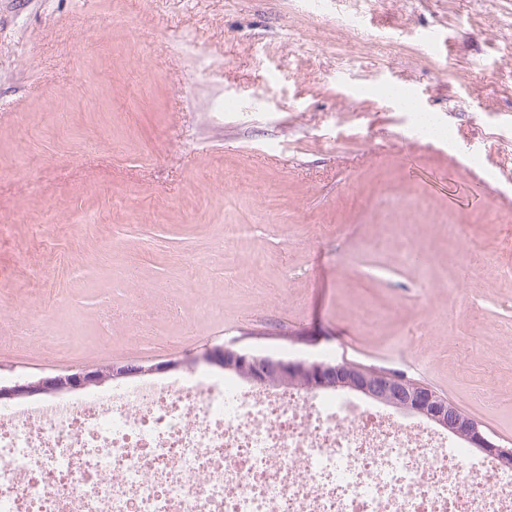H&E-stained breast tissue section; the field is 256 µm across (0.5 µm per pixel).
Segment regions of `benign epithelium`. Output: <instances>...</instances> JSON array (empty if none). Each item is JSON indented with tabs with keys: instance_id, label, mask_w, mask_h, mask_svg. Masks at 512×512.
Instances as JSON below:
<instances>
[{
	"instance_id": "obj_1",
	"label": "benign epithelium",
	"mask_w": 512,
	"mask_h": 512,
	"mask_svg": "<svg viewBox=\"0 0 512 512\" xmlns=\"http://www.w3.org/2000/svg\"><path fill=\"white\" fill-rule=\"evenodd\" d=\"M199 364L218 367L252 385L266 389L295 387L307 393L333 390L359 395L398 413L417 416L430 425L463 439L476 452L496 460L500 468L512 470V448L495 443L482 429L480 422L448 398L428 385L406 376L350 362L289 360L241 352L229 346H217L191 359H169L151 365L120 362L105 367L70 370L31 382L1 384L0 399H23L42 394L60 395L133 377L178 372Z\"/></svg>"
}]
</instances>
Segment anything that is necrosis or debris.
I'll return each instance as SVG.
<instances>
[{
	"label": "necrosis or debris",
	"instance_id": "4bbe7bcc",
	"mask_svg": "<svg viewBox=\"0 0 512 512\" xmlns=\"http://www.w3.org/2000/svg\"><path fill=\"white\" fill-rule=\"evenodd\" d=\"M333 394L128 381L0 406V512H512V473Z\"/></svg>",
	"mask_w": 512,
	"mask_h": 512
}]
</instances>
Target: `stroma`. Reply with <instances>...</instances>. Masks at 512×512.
<instances>
[{
    "label": "stroma",
    "instance_id": "1",
    "mask_svg": "<svg viewBox=\"0 0 512 512\" xmlns=\"http://www.w3.org/2000/svg\"><path fill=\"white\" fill-rule=\"evenodd\" d=\"M509 266L512 0H0V378L327 355L512 448Z\"/></svg>",
    "mask_w": 512,
    "mask_h": 512
}]
</instances>
